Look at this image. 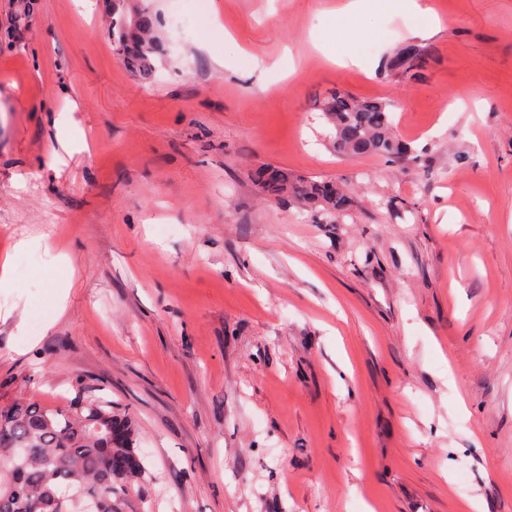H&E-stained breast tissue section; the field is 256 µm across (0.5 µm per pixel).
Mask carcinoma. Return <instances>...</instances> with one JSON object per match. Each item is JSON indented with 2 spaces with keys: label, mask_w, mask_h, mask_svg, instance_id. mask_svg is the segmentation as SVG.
<instances>
[{
  "label": "carcinoma",
  "mask_w": 512,
  "mask_h": 512,
  "mask_svg": "<svg viewBox=\"0 0 512 512\" xmlns=\"http://www.w3.org/2000/svg\"><path fill=\"white\" fill-rule=\"evenodd\" d=\"M157 24L145 0H112V46L144 80L156 73ZM429 60L427 49L408 45L390 67L414 79ZM321 112L337 152L414 159L411 147L392 132L389 104L336 90L322 100ZM253 180L265 195L291 197L321 212L328 224L351 210V196L330 181L298 179L272 166L255 169ZM144 470L132 421L109 399L78 395L59 407L16 402L0 408V512H85L90 497L97 498L98 512H115L114 490L139 481Z\"/></svg>",
  "instance_id": "obj_1"
}]
</instances>
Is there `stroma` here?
Here are the masks:
<instances>
[{"label": "stroma", "mask_w": 512, "mask_h": 512, "mask_svg": "<svg viewBox=\"0 0 512 512\" xmlns=\"http://www.w3.org/2000/svg\"><path fill=\"white\" fill-rule=\"evenodd\" d=\"M345 2L151 0L143 81L112 0L20 28L0 0V407L80 377L129 412L148 473L117 512H512V0H427L419 37L367 9L354 66L315 46ZM335 89L390 102L414 160L337 154ZM261 165L349 216L262 197ZM145 1H112V46L135 76L148 80L157 70L154 58L160 54V43L157 17ZM430 60V52L418 45H408L402 49L396 60L390 63L391 70L396 73L414 79L424 71ZM253 180L267 196L292 197L304 208L318 210L326 224H335L336 217H345L351 210V196L330 181L294 178L287 171L272 166L255 169Z\"/></svg>", "instance_id": "1"}]
</instances>
